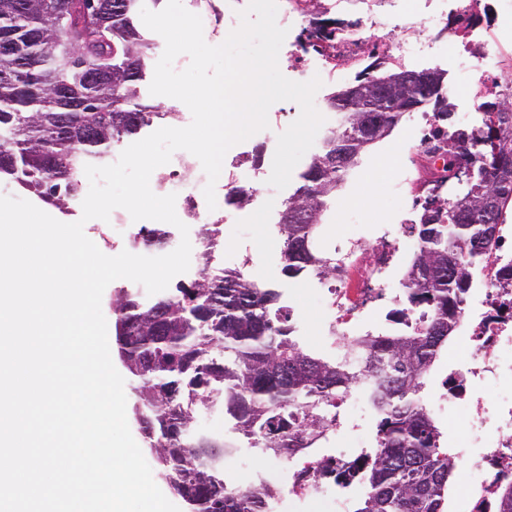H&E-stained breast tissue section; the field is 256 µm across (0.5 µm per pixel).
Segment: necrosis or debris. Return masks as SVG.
I'll return each mask as SVG.
<instances>
[{
  "label": "necrosis or debris",
  "mask_w": 512,
  "mask_h": 512,
  "mask_svg": "<svg viewBox=\"0 0 512 512\" xmlns=\"http://www.w3.org/2000/svg\"><path fill=\"white\" fill-rule=\"evenodd\" d=\"M507 263L512 264V254L497 256L484 293L458 321V339L469 352L464 376L473 393H449L436 404L437 409L466 419V437L458 452L468 458L474 478L462 488L461 497L474 512H491L499 480H512V316H488L499 307L512 309V290L500 288L496 275ZM357 294L349 277L337 279L329 302V325L340 335L355 336L360 331L353 311ZM315 468L314 459L306 456L299 472L272 469L264 473L263 483L276 491L266 503V512H289L306 500L340 512L343 489Z\"/></svg>",
  "instance_id": "obj_1"
}]
</instances>
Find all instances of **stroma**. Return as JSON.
<instances>
[{"label": "stroma", "mask_w": 512, "mask_h": 512, "mask_svg": "<svg viewBox=\"0 0 512 512\" xmlns=\"http://www.w3.org/2000/svg\"><path fill=\"white\" fill-rule=\"evenodd\" d=\"M437 9L436 0H422L412 15L406 13L402 0H340L336 6L337 19L356 25L369 10L377 15L380 25L364 28L366 41L361 59L341 58L335 78L324 82L317 91L314 103L325 119V127H333L337 122L336 113L326 106L328 97L365 77L369 65L377 60L388 69L399 66L441 72V93L448 102L449 125H456L463 114L469 116L472 125H480L479 100L455 95L454 85L461 75L478 82L491 63L512 58V0H481L480 5L474 6L476 23L485 39L467 62L460 61L449 48L448 20L437 17ZM405 43H422L426 49L418 55L397 57L396 49ZM432 109L428 103L424 108L404 113L389 136L371 145L338 188L336 202L323 218L324 250L356 257L360 254V243L365 242L373 247L375 258L387 263L384 282L371 287L358 313L362 327L376 333L391 329L387 315L398 306L408 264L419 248L418 238L410 233L409 225L421 211L428 184L407 182L406 172L420 163L417 148L430 129L428 113ZM299 115L297 103L277 102L268 112L267 129L227 151L215 184L219 201L216 212L228 218L222 226L224 248L217 258L228 267L246 266L268 287L279 290L291 310L297 338L329 355L333 352V338L327 331L328 296L317 281L302 282L283 275L282 242L276 228L281 204L295 191L308 159L300 160L296 175L284 189H275L268 182L277 137ZM234 186L252 190L249 205H224L225 195ZM138 228L135 222L109 225L92 219L85 222L84 233L102 253L115 256L133 250ZM345 423L346 431L336 437L338 448L353 454L357 449L374 445L377 421L373 413L364 410L346 416Z\"/></svg>", "instance_id": "35a3bbf8"}]
</instances>
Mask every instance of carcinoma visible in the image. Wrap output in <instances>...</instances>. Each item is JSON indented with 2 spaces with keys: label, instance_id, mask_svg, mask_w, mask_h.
I'll use <instances>...</instances> for the list:
<instances>
[{
  "label": "carcinoma",
  "instance_id": "1",
  "mask_svg": "<svg viewBox=\"0 0 512 512\" xmlns=\"http://www.w3.org/2000/svg\"><path fill=\"white\" fill-rule=\"evenodd\" d=\"M76 0H0V34L21 32L29 40L26 69L13 84H0V176L38 199L63 207L80 195L87 164L107 160L111 148L173 112L140 102L148 41L138 24L143 0H120L109 20ZM341 31L323 20L308 32L317 49ZM85 58L83 68L77 59ZM70 91V108L57 88ZM434 125L426 153L443 152L444 170L470 162L455 177L448 201L435 180L418 222L409 226L419 249L410 261L395 311L404 329L337 339L323 356L294 336L281 293L248 271L215 262L220 220L198 225L204 244L202 269L192 282L177 283L150 301L120 288L112 298L115 346L135 386L133 413L159 474L189 512H263L272 492L231 488L224 462L206 461L205 449L225 448L218 436L194 431L200 409L220 403L224 415L253 448L294 459L336 428L337 408L353 391L366 397L379 417L376 446L350 460L317 464L342 485L360 484L351 512H446L456 457L442 446V432L421 392L439 351L448 344L467 304L473 268L502 247L499 225L512 206V149L500 134L512 129V99L481 104L482 126L450 138L441 122L448 103L434 91ZM383 139L402 113L383 104ZM320 153L301 175L302 184L282 203L278 232L283 273L323 282L336 277V254L318 247L321 216L349 171L336 166V144L370 140L360 112H338ZM472 208L459 212L456 202ZM158 224L142 225L134 244L163 243ZM496 512H512V482L499 484Z\"/></svg>",
  "mask_w": 512,
  "mask_h": 512
}]
</instances>
